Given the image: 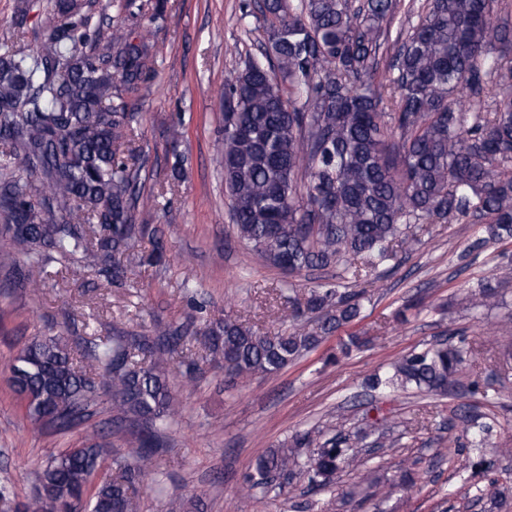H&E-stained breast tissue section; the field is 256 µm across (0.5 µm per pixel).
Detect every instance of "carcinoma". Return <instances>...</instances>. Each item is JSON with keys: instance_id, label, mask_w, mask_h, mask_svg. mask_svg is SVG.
<instances>
[{"instance_id": "carcinoma-1", "label": "carcinoma", "mask_w": 512, "mask_h": 512, "mask_svg": "<svg viewBox=\"0 0 512 512\" xmlns=\"http://www.w3.org/2000/svg\"><path fill=\"white\" fill-rule=\"evenodd\" d=\"M258 0L266 41L224 87V188L240 242L267 265L300 274L336 266L327 281L288 304L289 331L263 336L229 316L208 322L198 339L224 376L271 375L354 321L363 294L348 277L372 272L409 249L421 224L460 218L486 224L494 240L512 238V26L493 20L489 0H427L398 47L392 68L395 111L371 83L383 21L393 0ZM96 0H54L39 49L0 41V235L13 249L0 293L37 286L55 263L87 262L114 282L132 267L160 268V243L134 254L149 232L138 216L156 201L140 196V155L119 154L135 136L130 98L145 88L162 48L140 28L142 5L118 0L123 20L91 26ZM502 91L490 112H465ZM20 168L25 175L15 173ZM480 285L472 304H495ZM195 324H159L154 336H94L85 366L70 340L33 336L12 358L7 382L35 427L66 433L92 415L102 395L117 418L140 431L112 453L97 442L65 448L36 474L38 491L14 512H139L140 488L179 413L170 363L198 370L184 355ZM474 350L440 339L365 382L381 395L398 390L445 394ZM494 422L473 411L469 448L492 442ZM371 431H307L258 456L246 475L266 488L299 473L309 491L333 488L340 473L376 445ZM495 460L468 462L486 476Z\"/></svg>"}]
</instances>
